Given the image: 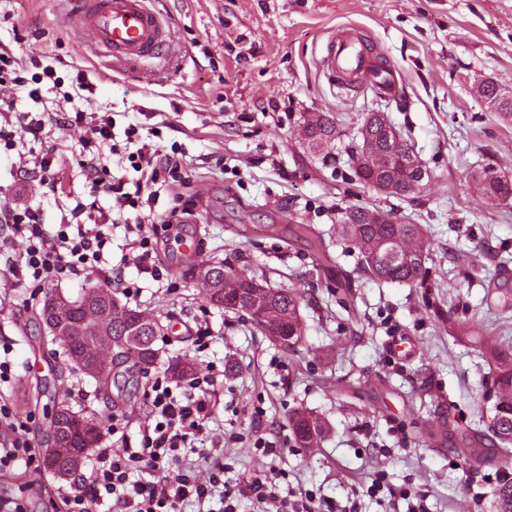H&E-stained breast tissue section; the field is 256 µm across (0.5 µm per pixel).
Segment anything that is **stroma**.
<instances>
[{"label":"stroma","instance_id":"stroma-1","mask_svg":"<svg viewBox=\"0 0 512 512\" xmlns=\"http://www.w3.org/2000/svg\"><path fill=\"white\" fill-rule=\"evenodd\" d=\"M170 24L163 58L131 67L98 52L76 33L62 0H0V45L14 53L25 76L51 67L40 96L13 90L0 98L13 111L0 128L15 131L18 113L41 120L39 136L0 141V208L37 209L47 231L71 219L77 204L91 219L114 223L104 256L118 264L131 255L136 224H152L155 280L128 266L126 284L139 287L117 300L154 314L165 328L156 370L176 362H215L223 370L216 395L214 435L239 432L223 463L237 473L266 465L286 475L289 489L314 491L325 512H405L388 494L369 496L383 470L393 487L422 498L427 512H491L496 467L460 463L463 432L484 429L477 402L491 377L477 340L457 338L456 324L512 336V307L495 288L512 273V198L487 204L471 180L488 166L512 179V118L490 110L476 85L491 80L512 90V0H149ZM345 26L377 42L403 79V101L368 86L330 84L319 69L321 49ZM388 113L431 178L416 194L393 197L356 178L349 158L365 113ZM305 112H334L339 135L329 164L298 141ZM83 122H75V114ZM112 123L114 152L102 162L132 182L127 157L140 147L182 160L185 175L160 189L150 206L117 211L108 196L91 200L82 142L91 121ZM54 154L57 190L42 182L36 157ZM366 205L428 230L433 258L421 288L377 281L359 271L358 248L336 238L343 208ZM319 231L328 256L316 264L297 225ZM192 235L197 257L226 260L274 288L303 296L305 341L289 351L242 314L210 306L174 261ZM19 236L0 223V344L11 348L10 382L0 402L27 418L25 434L46 455L43 429L53 404L103 409L91 378L58 374L59 345L45 341L34 318L43 298L18 281L7 262ZM208 334L205 352L195 338ZM403 351H396L395 342ZM427 372L428 383L418 375ZM303 409L329 426L315 448L290 446V414ZM261 430L288 442L279 457L257 454L250 439ZM16 470H0V499L25 512H60L47 465L20 488Z\"/></svg>","mask_w":512,"mask_h":512}]
</instances>
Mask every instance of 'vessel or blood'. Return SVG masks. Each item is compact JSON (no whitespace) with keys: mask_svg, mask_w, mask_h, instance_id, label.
<instances>
[{"mask_svg":"<svg viewBox=\"0 0 512 512\" xmlns=\"http://www.w3.org/2000/svg\"><path fill=\"white\" fill-rule=\"evenodd\" d=\"M74 13L95 47L125 64L154 58L168 44V26L147 0H77ZM320 66L335 83L369 84L392 97L399 92L396 70L382 65L378 51L353 30L329 39Z\"/></svg>","mask_w":512,"mask_h":512,"instance_id":"vessel-or-blood-1","label":"vessel or blood"}]
</instances>
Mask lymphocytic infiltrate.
<instances>
[{
  "instance_id": "lymphocytic-infiltrate-1",
  "label": "lymphocytic infiltrate",
  "mask_w": 512,
  "mask_h": 512,
  "mask_svg": "<svg viewBox=\"0 0 512 512\" xmlns=\"http://www.w3.org/2000/svg\"><path fill=\"white\" fill-rule=\"evenodd\" d=\"M143 166L146 177L130 185L101 163H91L89 195L111 196L119 207L135 204L160 179L177 180L184 171L180 161L166 154H150ZM0 223L23 233L25 247L11 270L37 291L69 273L99 274L103 250L111 240L107 223L73 233L63 226L49 234L36 210L30 208L0 211ZM217 384L212 370L183 379L156 376L146 394L151 420L140 426L137 446L110 448L102 444L92 449L86 471L74 484L56 490L66 512H88V503L107 498L112 501V512H180L183 501L207 498L209 487L175 472L173 464L188 443L208 439L207 423ZM0 426L9 431L0 439V468L20 461L34 466L37 454L22 436L26 424L4 404H0ZM283 478L282 472L272 469L225 483L222 512H240L245 498L258 512H318L315 493L293 494L283 488Z\"/></svg>"
}]
</instances>
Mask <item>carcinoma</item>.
<instances>
[{
	"label": "carcinoma",
	"instance_id": "obj_1",
	"mask_svg": "<svg viewBox=\"0 0 512 512\" xmlns=\"http://www.w3.org/2000/svg\"><path fill=\"white\" fill-rule=\"evenodd\" d=\"M480 97L498 112L512 114V93H501L494 83H484L477 89ZM373 128L374 147L365 152L363 144L351 157L357 178L374 189L395 195L393 187L415 180L423 163L410 140L397 134L398 142L391 143L380 134L381 121L368 113L358 127L359 138H364L366 126ZM300 141L310 153L318 156L328 151L338 135L337 115L333 112H305L300 116ZM479 194L487 202L503 201L512 197V180L492 169L482 168L472 173ZM357 211L359 221L345 222L338 218V235L357 245L364 272L387 282L418 287L428 277L430 248L427 229L421 224L405 220L397 224H376L371 221L372 209L352 205L345 211ZM181 275L189 276L203 289L206 300L214 307L235 310L236 295L248 292L257 279L244 268H235L224 262H198L186 260L178 268ZM58 301L66 308L73 330L84 331L82 336H63L57 326L45 318V308H40L37 318L45 327L50 342L64 349L65 359L61 369L81 371L93 378L105 390L112 381V369L128 362L147 371L156 359L154 343L162 335L163 327L146 311L113 305L115 298L110 288H87L73 298L62 292H52L44 303ZM302 295L295 288H276L272 296L263 301L264 314L252 324L269 334L270 327L278 325L288 336L291 350L304 343L305 324L301 315ZM126 335L129 345L122 359L110 364H100L93 354V347L113 336ZM482 355L492 375V386L485 390L478 404V413L492 404L494 415L487 423L491 437L497 439L502 449L512 445V340L486 336L480 343ZM112 415L107 407L90 415L73 411L70 405L60 402L54 406L43 435L56 437L55 448L49 452L48 464L59 478H68L78 472L85 454L95 448L103 428ZM290 432L298 448H313L325 435L327 425L319 416L296 410L289 417ZM499 483L494 494L493 512H512V455L507 453L498 462Z\"/></svg>",
	"mask_w": 512,
	"mask_h": 512
}]
</instances>
